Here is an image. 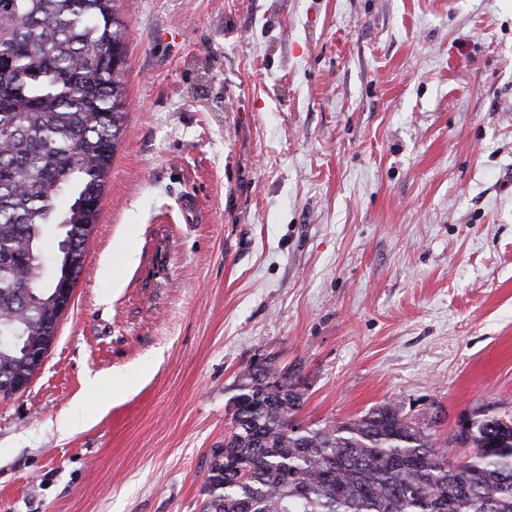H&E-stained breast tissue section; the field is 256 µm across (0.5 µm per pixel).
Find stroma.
<instances>
[{"instance_id":"stroma-1","label":"stroma","mask_w":512,"mask_h":512,"mask_svg":"<svg viewBox=\"0 0 512 512\" xmlns=\"http://www.w3.org/2000/svg\"><path fill=\"white\" fill-rule=\"evenodd\" d=\"M125 128L0 512H201L235 376L512 413V0H120Z\"/></svg>"}]
</instances>
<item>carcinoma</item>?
<instances>
[{"mask_svg": "<svg viewBox=\"0 0 512 512\" xmlns=\"http://www.w3.org/2000/svg\"><path fill=\"white\" fill-rule=\"evenodd\" d=\"M119 0H0V398L32 373L15 338L53 336L48 224L74 245L97 223L124 130L126 25ZM299 377L244 368L238 416L212 455L203 512H512V426L491 417L456 433L474 453L448 460L435 429L384 403L352 419L288 429Z\"/></svg>", "mask_w": 512, "mask_h": 512, "instance_id": "1", "label": "carcinoma"}]
</instances>
